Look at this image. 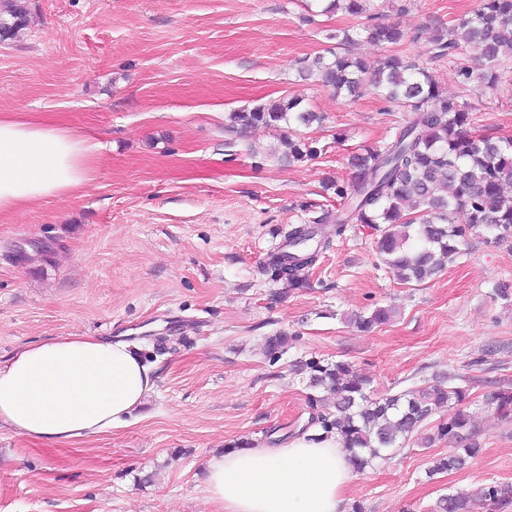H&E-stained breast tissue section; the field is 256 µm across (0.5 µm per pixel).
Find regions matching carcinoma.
I'll return each instance as SVG.
<instances>
[{
  "instance_id": "1",
  "label": "carcinoma",
  "mask_w": 512,
  "mask_h": 512,
  "mask_svg": "<svg viewBox=\"0 0 512 512\" xmlns=\"http://www.w3.org/2000/svg\"><path fill=\"white\" fill-rule=\"evenodd\" d=\"M26 0H0V41L15 36L23 25ZM343 9L352 14L366 11V0H329L326 12ZM362 37L379 45L405 41L404 30L378 22L350 33L329 34L336 46H346ZM425 61L388 54L371 65L350 53L333 52L304 62L301 73L314 77L338 97L352 100L366 92L406 112H418L417 120L396 127L388 140L363 148L349 158L351 179L332 183L336 201L342 205L334 224L342 237L351 224H360L377 237L382 265L403 284H421L435 278L461 253L471 233L483 229L495 243L512 244V138L472 132L473 112L443 92L429 64L446 59L458 82L492 88L499 79L500 62L512 51V0H478L471 15L451 29L436 28L427 37ZM308 129L321 123V115L301 107L295 98L279 99L243 108L229 114L224 141L236 147V138L252 128L286 129L291 123ZM288 160L316 158L321 149L316 140L300 133L288 140ZM318 230L306 220L290 224L283 241L261 267L275 282L301 288L306 273L317 262L329 239L317 238ZM396 311L377 306L368 314L356 313L347 322L369 331L390 322ZM297 336L277 332L265 339V354L278 361L292 348ZM296 371L308 374V385L333 396V408L323 406L319 396H307L309 418L300 434L319 440L334 434L350 456L356 470L371 460L410 440L423 448L448 439L459 444L448 454L433 459L429 476L458 471L481 450L471 438V416L459 405L466 389L452 384L454 377L434 380L390 396L370 394V380L343 360L311 357L300 361ZM450 407L448 419L433 432H420L436 411ZM497 509L512 506V484H487L471 495H443L438 512H474L477 505Z\"/></svg>"
}]
</instances>
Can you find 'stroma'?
I'll use <instances>...</instances> for the list:
<instances>
[{"instance_id":"obj_1","label":"stroma","mask_w":512,"mask_h":512,"mask_svg":"<svg viewBox=\"0 0 512 512\" xmlns=\"http://www.w3.org/2000/svg\"><path fill=\"white\" fill-rule=\"evenodd\" d=\"M27 4L23 28L0 43V113L64 124L100 150L83 194L0 218V357L46 336H109L140 349L157 387L131 424L73 444L1 429L0 512H217L206 458L304 424L307 377L293 365L311 355L349 362L378 395L446 373L468 391L480 454L431 477L448 441L384 453L347 489L364 512H434L441 495L512 483V416L492 401L512 388V300L492 293L512 282V246L478 232L437 278L405 285L377 267L376 239L359 226L333 239L306 287L258 270L301 203L335 211L327 180L349 178L348 155L404 116L371 94L336 98L298 61L375 16L407 33L395 53L426 59L429 29L476 0H370L364 13L327 15L319 0ZM432 68L477 133L512 137L511 57L492 88L458 83L447 62ZM283 97L322 115L308 131L320 157L289 163L264 127L227 155L229 113ZM377 306L393 321L346 323ZM280 330L299 341L272 362L263 343Z\"/></svg>"}]
</instances>
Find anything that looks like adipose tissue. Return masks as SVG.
Segmentation results:
<instances>
[{
    "label": "adipose tissue",
    "instance_id": "ef3b65f1",
    "mask_svg": "<svg viewBox=\"0 0 512 512\" xmlns=\"http://www.w3.org/2000/svg\"><path fill=\"white\" fill-rule=\"evenodd\" d=\"M96 148L74 130L0 113V216L88 188ZM157 375L124 340L71 334L0 361V427L34 440L80 441L128 423ZM353 467L336 438L296 437L210 456L205 492L220 512H346Z\"/></svg>",
    "mask_w": 512,
    "mask_h": 512
}]
</instances>
